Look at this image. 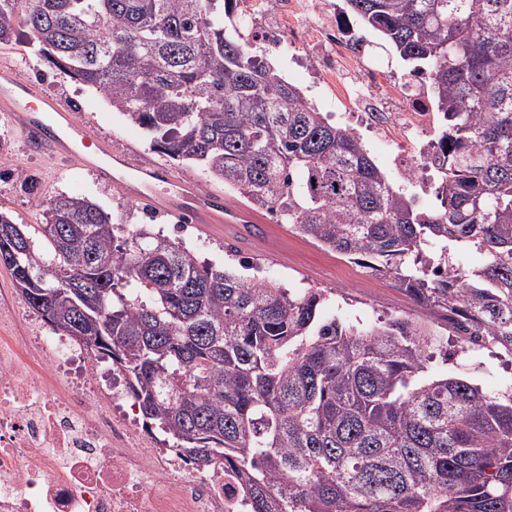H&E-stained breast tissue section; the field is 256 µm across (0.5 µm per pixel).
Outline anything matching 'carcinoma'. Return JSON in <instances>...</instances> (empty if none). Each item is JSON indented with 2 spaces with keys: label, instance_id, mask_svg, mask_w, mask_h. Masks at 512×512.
<instances>
[{
  "label": "carcinoma",
  "instance_id": "obj_1",
  "mask_svg": "<svg viewBox=\"0 0 512 512\" xmlns=\"http://www.w3.org/2000/svg\"><path fill=\"white\" fill-rule=\"evenodd\" d=\"M240 0H0L58 69L255 211L445 311L459 352L512 355V0H347L447 121L440 209L390 186L360 137L275 73ZM0 211V262L62 336L112 362L143 416L244 482L250 512H512V386L427 374V321L320 317L327 295L245 278L183 242L123 234L85 196ZM474 245L482 264L449 261Z\"/></svg>",
  "mask_w": 512,
  "mask_h": 512
}]
</instances>
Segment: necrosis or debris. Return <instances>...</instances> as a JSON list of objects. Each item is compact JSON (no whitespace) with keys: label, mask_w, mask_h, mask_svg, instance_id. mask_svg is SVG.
I'll return each mask as SVG.
<instances>
[{"label":"necrosis or debris","mask_w":512,"mask_h":512,"mask_svg":"<svg viewBox=\"0 0 512 512\" xmlns=\"http://www.w3.org/2000/svg\"><path fill=\"white\" fill-rule=\"evenodd\" d=\"M252 27L269 16L291 46L320 43V85L336 91V109L390 143L401 176L430 185L427 135L437 104L424 77L407 80L373 65L336 0H242ZM36 353L46 369L33 371ZM90 349L29 323L24 336L0 338V512H248L243 485L223 461L193 464L176 448L154 447L127 392L99 402Z\"/></svg>","instance_id":"1"}]
</instances>
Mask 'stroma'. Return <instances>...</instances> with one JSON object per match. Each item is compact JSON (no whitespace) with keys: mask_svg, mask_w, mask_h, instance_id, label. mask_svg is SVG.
<instances>
[{"mask_svg":"<svg viewBox=\"0 0 512 512\" xmlns=\"http://www.w3.org/2000/svg\"><path fill=\"white\" fill-rule=\"evenodd\" d=\"M257 43L266 48L267 58L277 72L298 86L320 111L336 108V95L317 84L306 60L317 55L318 46L290 48L286 39L271 42L263 31H255ZM14 69L40 91L69 105L77 121L90 125L100 139L124 155L134 168L161 166L193 181L199 189L223 192L226 203L241 207L236 195L226 192L223 183L206 177L199 167L178 163L151 151L143 128L129 123L93 90L70 78L33 52L25 29H18L10 42L0 43V68ZM357 132L370 156L385 172L394 187L417 196L420 208H436L435 196L418 197V189L399 176L390 164L388 145L373 131L358 126ZM27 172L37 179L36 191L22 188L17 174ZM88 196L110 212L114 223L155 224L173 233L176 218L154 212L142 201L112 186L99 182L86 169L62 171L51 155L34 149L0 111V210L20 224H36L46 200L53 195ZM186 244L205 261L236 266L238 258H248L263 278L290 288H319L333 291L331 303L322 308V316L339 315L346 320L360 319L373 325L390 316H417L420 306L390 276H380L340 254L317 246L295 233L289 225L271 216L259 215L254 224H228L223 234L206 235L200 227L188 224L183 232ZM469 375L483 390L495 392L512 384V358L485 351L462 360Z\"/></svg>","mask_w":512,"mask_h":512,"instance_id":"35a3bbf8","label":"stroma"}]
</instances>
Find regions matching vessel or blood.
<instances>
[{
  "instance_id": "obj_1",
  "label": "vessel or blood",
  "mask_w": 512,
  "mask_h": 512,
  "mask_svg": "<svg viewBox=\"0 0 512 512\" xmlns=\"http://www.w3.org/2000/svg\"><path fill=\"white\" fill-rule=\"evenodd\" d=\"M0 110L8 112L34 148L72 166L92 169L100 180L152 207L191 218L209 231L252 221L245 212L230 208L221 194L200 191L165 168L131 169L125 157L112 151L91 126L75 122L64 103L42 97L8 70L0 72Z\"/></svg>"
}]
</instances>
